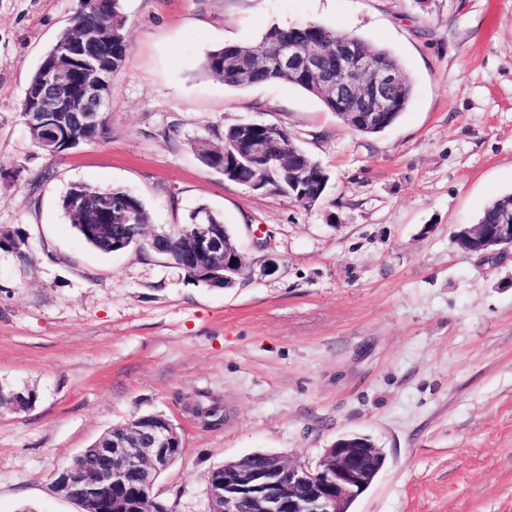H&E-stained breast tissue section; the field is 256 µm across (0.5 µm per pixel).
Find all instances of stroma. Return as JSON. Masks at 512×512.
I'll return each mask as SVG.
<instances>
[{
  "instance_id": "35a3bbf8",
  "label": "stroma",
  "mask_w": 512,
  "mask_h": 512,
  "mask_svg": "<svg viewBox=\"0 0 512 512\" xmlns=\"http://www.w3.org/2000/svg\"><path fill=\"white\" fill-rule=\"evenodd\" d=\"M131 45L103 139L45 155L21 117L31 75L84 0H0V512H77L52 475L112 426L161 413L183 451L154 486L206 512L208 478L246 454L315 464L342 434L385 466L353 512H512V255L460 249L512 193V0H123ZM318 23L388 49L414 96L384 132L352 131L314 96L225 86L217 46ZM286 125L331 175L306 207L203 165L195 141ZM74 183L136 194L149 232L208 205L247 265L208 288L147 248L102 254L65 217ZM275 253V274L263 270ZM204 389L224 423L182 398Z\"/></svg>"
}]
</instances>
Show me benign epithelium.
I'll return each mask as SVG.
<instances>
[{
	"label": "benign epithelium",
	"instance_id": "7a95c632",
	"mask_svg": "<svg viewBox=\"0 0 512 512\" xmlns=\"http://www.w3.org/2000/svg\"><path fill=\"white\" fill-rule=\"evenodd\" d=\"M75 33L60 51L40 64L38 83L27 91L28 106L23 116L34 128L39 146L50 152L73 144L69 127L80 129V140L93 141L102 130V116L109 104L108 74L112 55V24L108 13L95 21L79 19ZM256 56L269 69H286L309 83L323 97L336 102L348 125L363 120L378 125L388 110L404 74L374 63L358 44L339 40L323 48L300 38L285 37L259 48ZM236 134L232 153H214L224 177L235 174L242 158H271L287 170L293 181L302 184L310 166L308 154L298 148L283 151L281 127L275 123H241L232 126ZM94 232L112 235V249L125 250L126 227L98 224ZM457 245L481 255L512 252V217L499 224H466L454 232ZM185 259L208 267L209 282L232 287L246 266V256L211 225L194 224L189 234ZM176 426L156 414L138 426L112 438V447L99 449L101 460L91 469L65 466L54 475L59 493L72 502L106 497L113 502L110 512H125L127 505L120 491L129 473L143 475L145 485L151 476L173 462L171 446ZM384 465L381 449L356 436L338 439L313 466L291 465L269 455L258 470L249 461L224 463L228 477L224 491L208 498L207 512H344V504L362 495Z\"/></svg>",
	"mask_w": 512,
	"mask_h": 512
}]
</instances>
